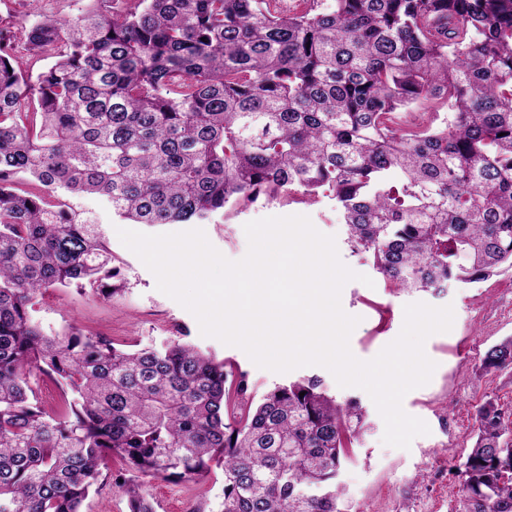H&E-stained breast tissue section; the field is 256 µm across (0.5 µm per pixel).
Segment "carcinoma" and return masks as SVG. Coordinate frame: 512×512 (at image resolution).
<instances>
[{
  "mask_svg": "<svg viewBox=\"0 0 512 512\" xmlns=\"http://www.w3.org/2000/svg\"><path fill=\"white\" fill-rule=\"evenodd\" d=\"M275 2L87 0L69 20L31 0L32 23L0 27V512H82L110 454L164 480L222 470L221 512H341L366 428L315 379L255 404L181 340L45 335L38 295L122 292L80 195L133 224H199L327 188L350 245L399 290L512 268V0ZM443 107V126L399 123ZM511 367L512 337L480 365ZM37 375L61 389L49 407ZM462 478L464 512H512V412L492 399ZM122 488L130 512H153L136 480Z\"/></svg>",
  "mask_w": 512,
  "mask_h": 512,
  "instance_id": "1",
  "label": "carcinoma"
}]
</instances>
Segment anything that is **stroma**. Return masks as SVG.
Wrapping results in <instances>:
<instances>
[{"label":"stroma","instance_id":"stroma-1","mask_svg":"<svg viewBox=\"0 0 512 512\" xmlns=\"http://www.w3.org/2000/svg\"><path fill=\"white\" fill-rule=\"evenodd\" d=\"M77 208L102 227L107 243L119 260L121 293L90 299L77 287L47 291L36 299L32 316L45 334L61 332L74 323L85 332L100 333L115 343L141 347L161 346L182 339L224 359L228 384L246 380L248 392L258 399L270 388L297 378L319 379L338 402L358 401L367 413L368 428L355 443L339 480L345 489V512H457L462 498V476L457 467L472 443L476 408L487 399L512 409V371L480 373L481 360L492 345L512 336V270L473 287L448 286L441 293H407L391 288L364 255L353 253L345 226L331 192L311 202L259 199L241 213L218 212L202 223L210 243L227 259L237 261L248 251L246 223L269 216L304 215L320 232L334 236L342 262L371 278V285L348 282L341 306L360 322L349 346L361 360L374 358L400 333L404 307L423 302L452 306L451 330L427 338L424 351L436 364L430 382L403 399L404 411L425 421L429 434L416 437L410 448L383 443L384 422L369 395L356 387H339L320 366H305L279 374L257 367L240 348L202 336L195 317L156 288L154 274L119 240L116 231L129 223L113 214L97 197L76 199ZM125 471L120 457H112L99 493L90 495L83 512H129L128 498L117 481ZM154 512H220L224 476L212 475L194 485L150 476L139 479Z\"/></svg>","mask_w":512,"mask_h":512}]
</instances>
